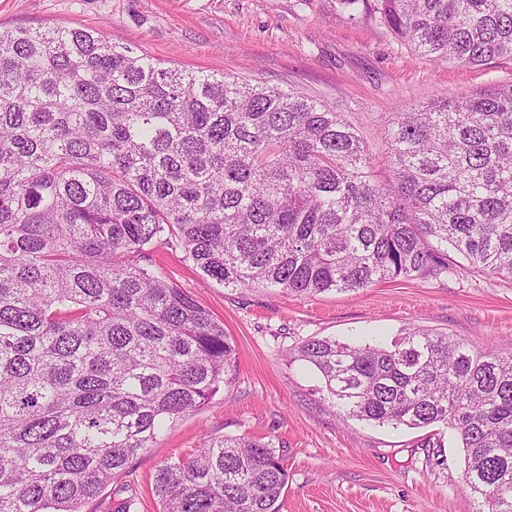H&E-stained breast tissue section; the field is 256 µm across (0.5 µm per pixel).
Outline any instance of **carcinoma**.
<instances>
[{"instance_id":"cac0c4a2","label":"carcinoma","mask_w":512,"mask_h":512,"mask_svg":"<svg viewBox=\"0 0 512 512\" xmlns=\"http://www.w3.org/2000/svg\"><path fill=\"white\" fill-rule=\"evenodd\" d=\"M436 63L512 57V0H374ZM382 161L292 90L166 68L84 28L0 29V512H80L236 369L224 323L154 260L224 288L356 291L512 277V84L395 113ZM295 359L359 421L443 423L479 512H512V352L413 328ZM272 439L160 465L161 512H282Z\"/></svg>"}]
</instances>
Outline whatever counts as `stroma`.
Returning <instances> with one entry per match:
<instances>
[{
  "label": "stroma",
  "instance_id": "obj_1",
  "mask_svg": "<svg viewBox=\"0 0 512 512\" xmlns=\"http://www.w3.org/2000/svg\"><path fill=\"white\" fill-rule=\"evenodd\" d=\"M83 27L168 67L293 89L343 113L384 154L396 112L512 83V58L484 67L434 63L396 40L366 8L342 0H0V27ZM167 277L223 322L237 352L230 384L164 432L119 477L136 512H160L158 466L203 438H273L284 456L283 512H478L461 487L456 430L350 419L318 374L293 360L305 340L389 342L419 327L512 351V280L458 271L350 292L287 296L205 283L181 251L155 252Z\"/></svg>",
  "mask_w": 512,
  "mask_h": 512
}]
</instances>
